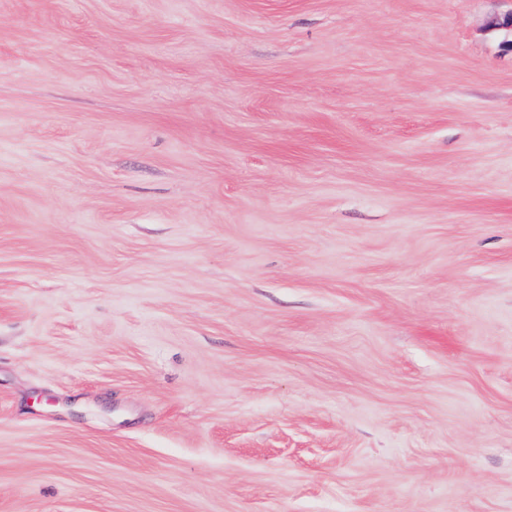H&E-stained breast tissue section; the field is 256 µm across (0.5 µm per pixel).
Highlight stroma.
<instances>
[{
	"label": "stroma",
	"instance_id": "stroma-1",
	"mask_svg": "<svg viewBox=\"0 0 512 512\" xmlns=\"http://www.w3.org/2000/svg\"><path fill=\"white\" fill-rule=\"evenodd\" d=\"M512 0H0V512H512Z\"/></svg>",
	"mask_w": 512,
	"mask_h": 512
}]
</instances>
